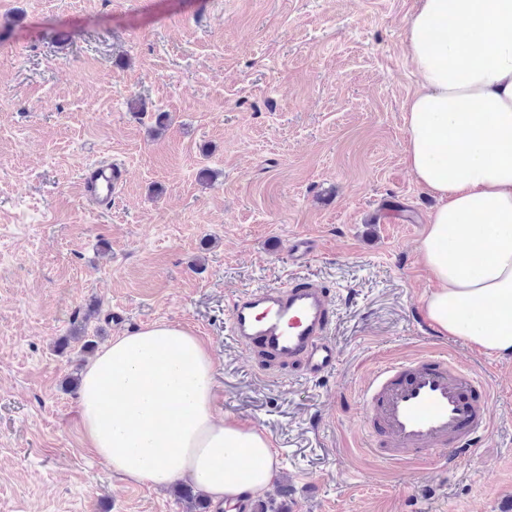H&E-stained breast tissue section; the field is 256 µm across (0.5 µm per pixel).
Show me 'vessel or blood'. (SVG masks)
<instances>
[{"instance_id":"obj_1","label":"vessel or blood","mask_w":512,"mask_h":512,"mask_svg":"<svg viewBox=\"0 0 512 512\" xmlns=\"http://www.w3.org/2000/svg\"><path fill=\"white\" fill-rule=\"evenodd\" d=\"M126 172L112 163L86 169L81 193L108 210ZM235 340L279 364L301 363L307 376L334 372L339 352L330 338L333 304L322 284L292 282L235 294L228 306ZM370 451L387 462L443 461L470 453L488 434L487 391L446 356L426 354L387 363L360 390Z\"/></svg>"}]
</instances>
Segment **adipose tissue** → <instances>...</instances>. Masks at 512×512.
I'll list each match as a JSON object with an SVG mask.
<instances>
[{
  "label": "adipose tissue",
  "mask_w": 512,
  "mask_h": 512,
  "mask_svg": "<svg viewBox=\"0 0 512 512\" xmlns=\"http://www.w3.org/2000/svg\"><path fill=\"white\" fill-rule=\"evenodd\" d=\"M406 43L419 76L405 154L435 195L419 243L436 333L512 355V0H419ZM215 366L189 330L156 323L87 363L80 429L113 473L162 488L187 477L212 501L269 489L270 440L216 418Z\"/></svg>",
  "instance_id": "1"
}]
</instances>
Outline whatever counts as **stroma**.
<instances>
[{"instance_id":"obj_1","label":"stroma","mask_w":512,"mask_h":512,"mask_svg":"<svg viewBox=\"0 0 512 512\" xmlns=\"http://www.w3.org/2000/svg\"><path fill=\"white\" fill-rule=\"evenodd\" d=\"M417 7L0 0V512H186L86 448L67 379L90 355L59 347L81 325L101 347L163 322L209 347L218 414L277 449V512H512V356L422 324L436 201L405 160ZM100 160L127 173L108 213L80 191ZM387 204L401 223L379 221ZM298 237L318 244L303 264ZM294 280L332 292L340 361L323 380L231 335L233 295ZM424 353L483 378L489 433L446 466L383 462L359 389Z\"/></svg>"}]
</instances>
